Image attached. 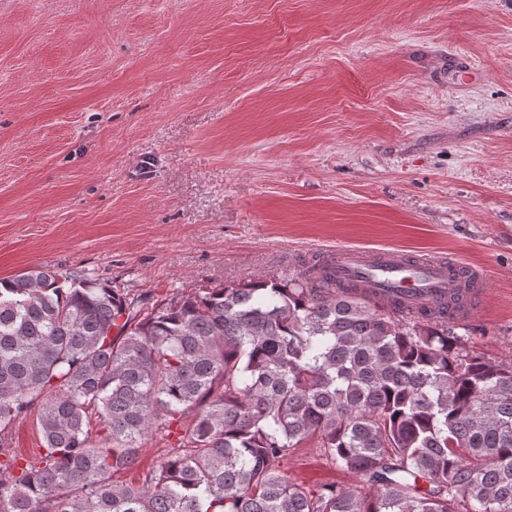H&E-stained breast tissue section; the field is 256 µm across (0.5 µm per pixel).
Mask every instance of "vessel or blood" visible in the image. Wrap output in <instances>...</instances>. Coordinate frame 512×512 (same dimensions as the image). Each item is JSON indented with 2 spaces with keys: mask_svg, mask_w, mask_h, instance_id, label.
<instances>
[{
  "mask_svg": "<svg viewBox=\"0 0 512 512\" xmlns=\"http://www.w3.org/2000/svg\"><path fill=\"white\" fill-rule=\"evenodd\" d=\"M338 281L358 280L372 295L388 301L404 297L412 306L436 305L459 317L449 299L461 289L477 290L481 275L444 257L414 256L398 250L339 247L328 254Z\"/></svg>",
  "mask_w": 512,
  "mask_h": 512,
  "instance_id": "obj_1",
  "label": "vessel or blood"
}]
</instances>
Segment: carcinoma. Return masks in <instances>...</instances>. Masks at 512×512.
Instances as JSON below:
<instances>
[{"label":"carcinoma","mask_w":512,"mask_h":512,"mask_svg":"<svg viewBox=\"0 0 512 512\" xmlns=\"http://www.w3.org/2000/svg\"><path fill=\"white\" fill-rule=\"evenodd\" d=\"M34 409L29 461L7 434ZM153 435L159 465L115 481ZM309 442L371 491L288 479ZM0 470V512H512V362L320 259L147 312L41 267L0 279Z\"/></svg>","instance_id":"carcinoma-1"}]
</instances>
